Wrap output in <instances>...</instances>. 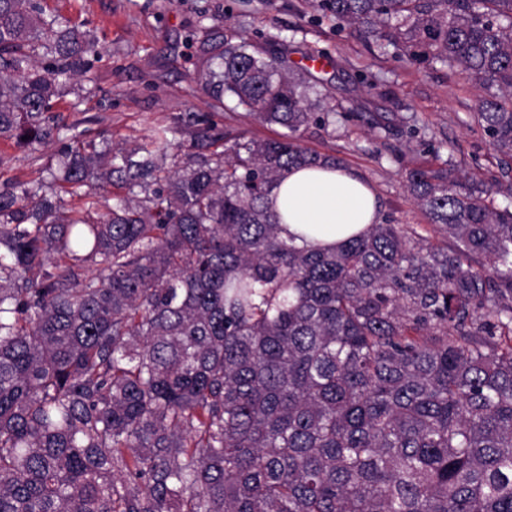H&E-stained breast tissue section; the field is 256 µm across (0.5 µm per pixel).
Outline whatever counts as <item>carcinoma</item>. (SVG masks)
I'll list each match as a JSON object with an SVG mask.
<instances>
[{"instance_id": "obj_1", "label": "carcinoma", "mask_w": 512, "mask_h": 512, "mask_svg": "<svg viewBox=\"0 0 512 512\" xmlns=\"http://www.w3.org/2000/svg\"><path fill=\"white\" fill-rule=\"evenodd\" d=\"M328 19L486 91L512 160V0H316ZM276 42L212 39L216 96L286 129L170 171L166 127L61 154L0 192V512H512V176L409 172L443 239L380 222L334 249L269 197L321 121ZM98 54L41 0H0V139L46 121ZM126 190L95 210L101 189ZM88 208L64 212L60 193Z\"/></svg>"}]
</instances>
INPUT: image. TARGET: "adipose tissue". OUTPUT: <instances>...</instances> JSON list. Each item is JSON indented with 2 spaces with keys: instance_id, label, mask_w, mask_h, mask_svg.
<instances>
[{
  "instance_id": "adipose-tissue-1",
  "label": "adipose tissue",
  "mask_w": 512,
  "mask_h": 512,
  "mask_svg": "<svg viewBox=\"0 0 512 512\" xmlns=\"http://www.w3.org/2000/svg\"><path fill=\"white\" fill-rule=\"evenodd\" d=\"M283 229L316 248H332L378 223L374 187L354 170L332 165L291 169L270 199Z\"/></svg>"
}]
</instances>
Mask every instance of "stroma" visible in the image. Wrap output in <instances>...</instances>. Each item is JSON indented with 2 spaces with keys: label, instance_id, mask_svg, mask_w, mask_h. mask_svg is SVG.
I'll return each instance as SVG.
<instances>
[{
  "label": "stroma",
  "instance_id": "obj_1",
  "mask_svg": "<svg viewBox=\"0 0 512 512\" xmlns=\"http://www.w3.org/2000/svg\"><path fill=\"white\" fill-rule=\"evenodd\" d=\"M46 14L87 26L99 57L74 77L51 114L59 140L20 147L0 140V191H21L49 179L59 154L77 141L126 148L159 126L170 128L168 167L188 154L219 153L225 134L278 137L279 126L246 117L232 99L205 92L201 44L185 47L188 31L215 29L258 48L277 41L290 68L329 96L325 125L301 133L304 147L335 156L369 181L383 220L431 242L439 236L410 198L406 175L449 166L490 182L501 156L473 118L478 89L447 70L396 61L378 42L315 23L305 0H41Z\"/></svg>",
  "mask_w": 512,
  "mask_h": 512
}]
</instances>
